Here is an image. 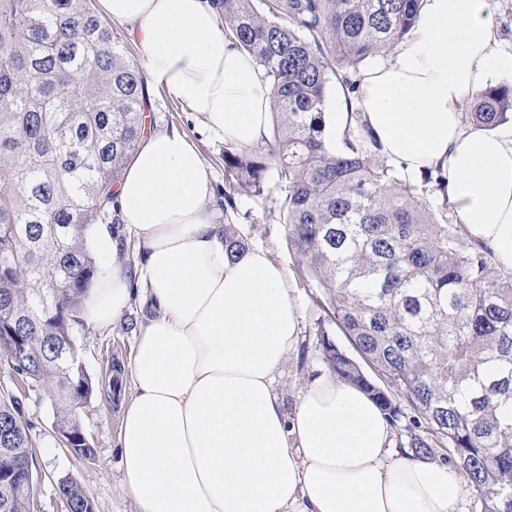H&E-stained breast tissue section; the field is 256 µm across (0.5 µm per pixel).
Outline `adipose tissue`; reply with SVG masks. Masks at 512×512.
<instances>
[{"label": "adipose tissue", "mask_w": 512, "mask_h": 512, "mask_svg": "<svg viewBox=\"0 0 512 512\" xmlns=\"http://www.w3.org/2000/svg\"><path fill=\"white\" fill-rule=\"evenodd\" d=\"M128 23L147 80L203 118L205 129L261 144L271 86L228 40L211 0H100ZM500 59L491 0H420L392 58L360 77L362 120L383 156L415 175L442 170L458 220L512 271V127L464 126L463 101ZM195 144L145 127L118 183L120 231L97 225L107 257L82 309L112 322L142 294L118 453L138 512H465L464 476L392 446L381 409L359 388L323 376L287 411L274 388L300 335L285 269L260 247L230 257L214 221ZM141 259L117 261L122 234Z\"/></svg>", "instance_id": "1"}]
</instances>
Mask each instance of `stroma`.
I'll use <instances>...</instances> for the list:
<instances>
[{
	"instance_id": "stroma-1",
	"label": "stroma",
	"mask_w": 512,
	"mask_h": 512,
	"mask_svg": "<svg viewBox=\"0 0 512 512\" xmlns=\"http://www.w3.org/2000/svg\"><path fill=\"white\" fill-rule=\"evenodd\" d=\"M493 8L495 37L502 56L493 81L511 83L512 0H493ZM150 99L148 113L153 123L179 128L198 146L214 188L216 223L232 224L247 246L265 249L288 273L289 295L301 312V334L276 378L275 389L286 409H294L305 384L329 372L320 347V330H327L341 348H348L349 343L319 304L321 288L314 281L301 279L299 258L287 247L288 227L274 198H258L242 190L236 196L235 211L225 212L223 139L208 133L201 117L168 91L151 88ZM147 314V306L135 297L107 326L97 327L84 320L73 326L74 343L93 384L90 400L77 411L80 426L96 450V457L90 462L75 458L58 442L54 423L59 396L50 382L24 383L0 360V391H8L16 398L24 419L31 425L37 512H66L56 492L58 478L66 475L86 490L95 512H137V505L123 484L117 452L120 404L113 388L117 382L115 372L129 361Z\"/></svg>"
}]
</instances>
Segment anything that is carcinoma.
<instances>
[{"label": "carcinoma", "instance_id": "cac0c4a2", "mask_svg": "<svg viewBox=\"0 0 512 512\" xmlns=\"http://www.w3.org/2000/svg\"><path fill=\"white\" fill-rule=\"evenodd\" d=\"M219 4L224 34L270 81L273 114L264 146L226 143L224 209L243 187L278 193L300 273L323 288L332 321L369 368L324 332L330 370L391 421L411 410V452L447 450L483 512H512V276L434 210L444 177L407 179L359 112L340 143L326 131L329 89L356 93L354 75L406 37L420 0ZM148 99L92 0H0V353L18 376L55 383L56 424L83 460L95 451L79 440L76 410L93 386L71 325L98 272L89 235L119 223L112 191ZM471 109L474 121L497 125L512 112V85L490 86ZM224 244L232 256L246 249L228 224ZM29 430L18 401L0 396V512L33 508ZM58 489L68 512H95L75 479Z\"/></svg>", "mask_w": 512, "mask_h": 512}]
</instances>
